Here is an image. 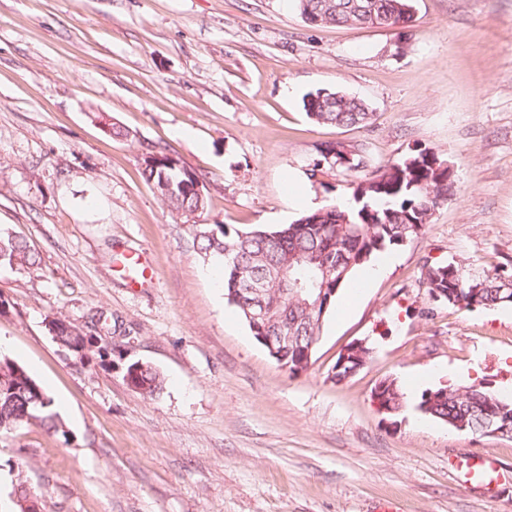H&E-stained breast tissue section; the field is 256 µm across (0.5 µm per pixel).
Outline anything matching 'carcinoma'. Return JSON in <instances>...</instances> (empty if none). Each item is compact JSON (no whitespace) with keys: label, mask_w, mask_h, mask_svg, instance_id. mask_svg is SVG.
Returning a JSON list of instances; mask_svg holds the SVG:
<instances>
[{"label":"carcinoma","mask_w":512,"mask_h":512,"mask_svg":"<svg viewBox=\"0 0 512 512\" xmlns=\"http://www.w3.org/2000/svg\"><path fill=\"white\" fill-rule=\"evenodd\" d=\"M301 15L312 25L366 26L387 28L404 33L412 22L413 0H296ZM307 116L322 124L353 126L371 119L367 105L359 98L339 90L319 89L303 99ZM142 153L154 157V162L142 160L144 179L151 183L161 200L171 209L189 218L203 212L207 205L205 194L199 192V176L190 168L172 169L164 162L167 149L147 145ZM323 162L330 169L357 172L364 168L363 156L351 153L340 143H328L320 149ZM321 162V163H323ZM321 163L311 169L310 176L322 172ZM444 160L435 153L421 150L409 154L383 168L349 181L352 202L341 207L331 204L301 216L294 223L268 227L256 225L245 230H230L225 224H193L191 230L200 254L220 257L224 261L222 285L224 296L242 318H247L245 303L239 291L257 280H263L271 307L268 324L256 330L254 336H278L294 330L296 342L275 362L292 375L305 371L309 365L305 349L319 340L325 317L323 309L309 310L305 297L284 299L281 288L271 272L292 262L293 273L307 280L314 278L316 287L326 289L330 300L333 293L348 282L355 271L372 255L400 246L418 236L434 208L454 196L455 179L441 168ZM350 264L341 280L326 281L320 267H333L336 260ZM8 265L22 271L38 267L37 254L26 242L0 233V266ZM428 295L448 293L454 300L446 304L468 309L472 303L482 307L512 303V277L499 273L474 275L456 260L426 268ZM64 351L88 347L85 337L73 333V327L57 318L53 320ZM22 371L33 386H21L14 391L0 392V425L14 431L37 423L49 431L66 434L61 429L53 399L43 390L28 370L0 356V376L9 378ZM135 380L141 394L154 396L164 386V378L149 364L136 368ZM436 399L425 391L417 405L426 417L453 425L467 424L466 432H481L482 424L503 403L509 406L508 417L499 420L500 429L512 438V400L498 395L487 386L448 387V392L433 390Z\"/></svg>","instance_id":"cac0c4a2"}]
</instances>
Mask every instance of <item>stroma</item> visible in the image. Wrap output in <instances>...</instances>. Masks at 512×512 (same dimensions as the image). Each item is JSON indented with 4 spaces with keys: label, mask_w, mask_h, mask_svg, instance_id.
<instances>
[{
    "label": "stroma",
    "mask_w": 512,
    "mask_h": 512,
    "mask_svg": "<svg viewBox=\"0 0 512 512\" xmlns=\"http://www.w3.org/2000/svg\"><path fill=\"white\" fill-rule=\"evenodd\" d=\"M405 33L314 26L294 0H0V231L38 268L0 267V338L54 401L66 432H0V504L10 465L43 512H512V439L424 417L423 391L482 384L512 396V306L430 299L427 266L455 259L512 274V0H413ZM363 99L368 124L311 121L303 96ZM107 115L124 130L107 136ZM340 142L370 168L416 150L453 167L456 191L421 234L358 268L339 290L306 372L256 341L202 259L184 216L141 174L165 147L201 174L199 224H289L350 196L348 173L308 175ZM138 252L134 284L113 257ZM104 312L111 355H64L48 323L87 330ZM368 363L337 382L342 348ZM165 377L147 397L126 370ZM396 380L402 410L379 412ZM468 454L485 471L467 481Z\"/></svg>",
    "instance_id": "obj_1"
}]
</instances>
